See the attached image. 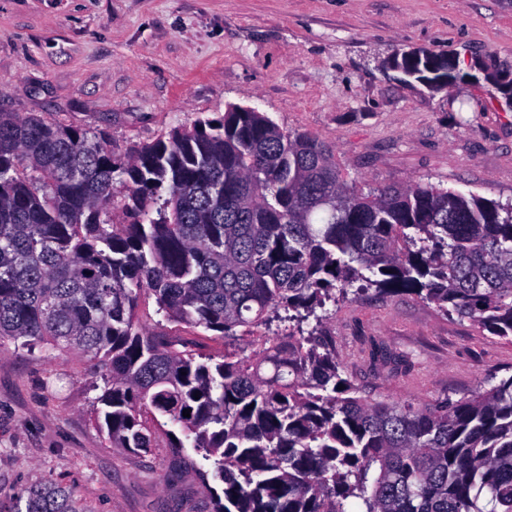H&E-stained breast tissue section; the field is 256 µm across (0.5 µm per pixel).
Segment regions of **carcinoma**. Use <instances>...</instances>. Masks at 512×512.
<instances>
[{"mask_svg":"<svg viewBox=\"0 0 512 512\" xmlns=\"http://www.w3.org/2000/svg\"><path fill=\"white\" fill-rule=\"evenodd\" d=\"M391 64L431 91L460 73L426 49ZM356 283L512 341V203L418 182L365 192L329 145L237 105L123 159L101 132L0 112V345L103 361L95 420L114 447L147 454L162 432L203 453L224 484L214 512H512V375L434 405L370 398L324 331ZM145 294L252 356L174 347L137 319ZM281 317L288 341L252 338ZM20 500L89 512L58 484Z\"/></svg>","mask_w":512,"mask_h":512,"instance_id":"cac0c4a2","label":"carcinoma"}]
</instances>
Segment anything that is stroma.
<instances>
[{
    "label": "stroma",
    "instance_id": "obj_1",
    "mask_svg": "<svg viewBox=\"0 0 512 512\" xmlns=\"http://www.w3.org/2000/svg\"><path fill=\"white\" fill-rule=\"evenodd\" d=\"M460 53L470 76L432 92L384 63L398 49ZM512 0H0V112L108 134L114 156L227 105L331 144L363 190L419 181L512 202ZM150 331L215 357L212 331L157 314ZM348 378L376 400H457L512 375V342L413 294L328 304ZM105 369L48 347H0V512L27 489L75 486L91 512H212L223 485L194 449L138 455L94 421Z\"/></svg>",
    "mask_w": 512,
    "mask_h": 512
}]
</instances>
